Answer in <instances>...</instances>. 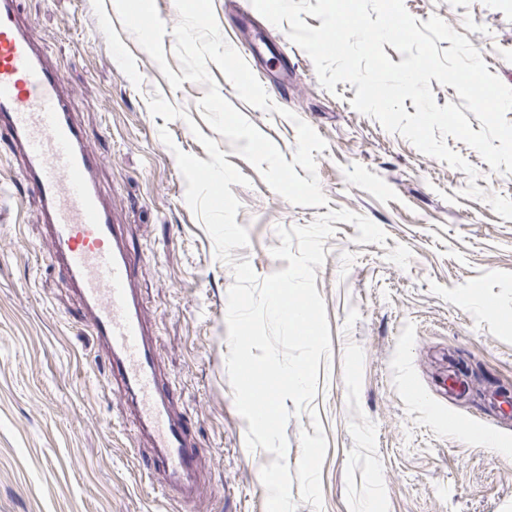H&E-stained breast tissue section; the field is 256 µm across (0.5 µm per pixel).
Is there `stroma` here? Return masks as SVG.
Masks as SVG:
<instances>
[{
    "label": "stroma",
    "instance_id": "35a3bbf8",
    "mask_svg": "<svg viewBox=\"0 0 512 512\" xmlns=\"http://www.w3.org/2000/svg\"><path fill=\"white\" fill-rule=\"evenodd\" d=\"M225 41L258 39L252 61L274 112L243 102L216 64L221 95L292 159L296 120L327 148L315 153L328 206H297L217 138L198 108L205 85L173 88L125 30L114 0H19L32 39L59 69L75 120L100 158L97 178L137 256L136 287L148 312L175 410L190 420L203 477L194 508L166 500L138 474L137 425L95 374L104 356L81 306L49 266L41 209L15 194L22 171L0 143V512H266L260 479L274 456L248 450L226 358L231 264L188 206L174 152L201 160L200 136L217 139L249 178L232 185L249 245L232 251L257 278L286 269L274 258L278 227L328 211L364 215L386 233L360 244L336 222L315 286L331 350L313 406L327 439L321 512H512V220L463 196L466 173L422 154L402 135L354 110L355 86L326 90L284 28L243 0H212ZM416 19L441 17L512 87V0H404ZM161 94L188 119L148 108ZM289 117H282L280 109ZM168 127L166 146L160 127ZM480 173L476 184L512 197V174L492 172L447 138Z\"/></svg>",
    "mask_w": 512,
    "mask_h": 512
}]
</instances>
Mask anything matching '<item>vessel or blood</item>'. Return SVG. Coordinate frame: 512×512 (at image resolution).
Instances as JSON below:
<instances>
[{
  "instance_id": "1",
  "label": "vessel or blood",
  "mask_w": 512,
  "mask_h": 512,
  "mask_svg": "<svg viewBox=\"0 0 512 512\" xmlns=\"http://www.w3.org/2000/svg\"><path fill=\"white\" fill-rule=\"evenodd\" d=\"M18 0H0V136L23 156V180L39 199L50 254L79 299L82 323L108 363L107 384L124 398L152 448L142 471L173 501L191 504L201 459L190 426L174 411L135 282L138 262L96 178L60 73L25 31Z\"/></svg>"
}]
</instances>
